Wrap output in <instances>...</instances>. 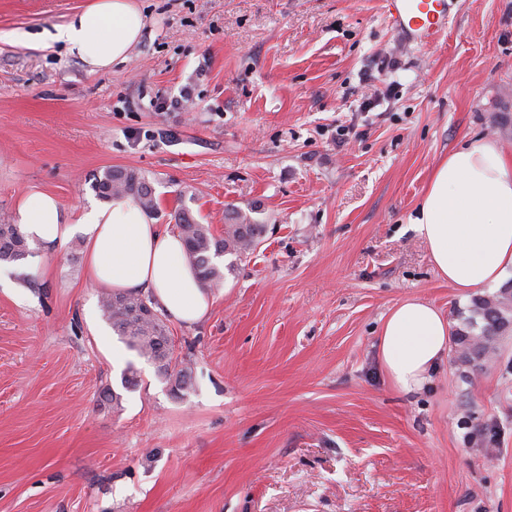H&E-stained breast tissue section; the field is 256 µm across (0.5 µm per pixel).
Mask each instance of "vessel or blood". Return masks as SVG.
<instances>
[{
  "instance_id": "vessel-or-blood-1",
  "label": "vessel or blood",
  "mask_w": 512,
  "mask_h": 512,
  "mask_svg": "<svg viewBox=\"0 0 512 512\" xmlns=\"http://www.w3.org/2000/svg\"><path fill=\"white\" fill-rule=\"evenodd\" d=\"M450 6V0H385V15L405 42L426 45L447 32Z\"/></svg>"
}]
</instances>
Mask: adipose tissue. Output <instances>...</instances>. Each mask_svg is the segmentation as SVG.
I'll return each instance as SVG.
<instances>
[{
  "label": "adipose tissue",
  "mask_w": 512,
  "mask_h": 512,
  "mask_svg": "<svg viewBox=\"0 0 512 512\" xmlns=\"http://www.w3.org/2000/svg\"><path fill=\"white\" fill-rule=\"evenodd\" d=\"M144 27L133 0H89L55 26L48 39L62 44L92 73L125 61ZM14 220L23 232L64 245L82 232L86 277L115 293L147 292L178 323L201 322L212 296L187 262L178 233L162 228L133 200L65 210L55 195L23 192ZM449 286L469 289L498 282L512 269V159L493 139L463 143L434 170L412 219ZM450 325L431 304L409 299L388 315L378 358L391 385L422 390L448 351Z\"/></svg>",
  "instance_id": "obj_1"
}]
</instances>
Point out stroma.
<instances>
[{"instance_id": "1", "label": "stroma", "mask_w": 512, "mask_h": 512, "mask_svg": "<svg viewBox=\"0 0 512 512\" xmlns=\"http://www.w3.org/2000/svg\"><path fill=\"white\" fill-rule=\"evenodd\" d=\"M87 2L0 0V220L28 188L96 204L112 166L159 224L266 233L204 322H170L178 394L103 319L82 235L0 265V512H512V335L414 394L377 356L397 303L453 323L489 291L442 280L409 219L459 142L512 157V0H454L420 47L382 0H135L139 41L95 74L44 42Z\"/></svg>"}]
</instances>
